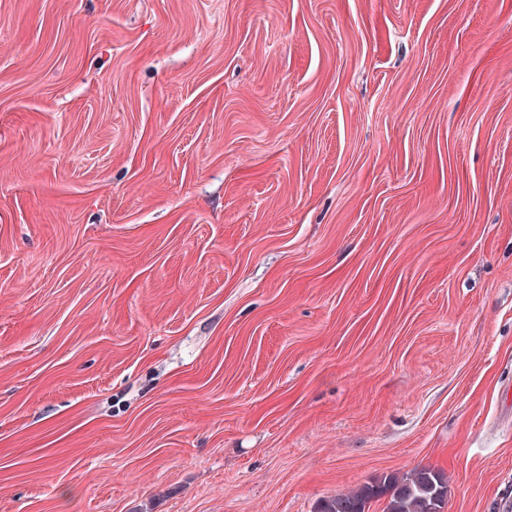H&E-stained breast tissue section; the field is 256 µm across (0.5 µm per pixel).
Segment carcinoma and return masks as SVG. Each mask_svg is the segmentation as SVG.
<instances>
[{
	"label": "carcinoma",
	"mask_w": 512,
	"mask_h": 512,
	"mask_svg": "<svg viewBox=\"0 0 512 512\" xmlns=\"http://www.w3.org/2000/svg\"><path fill=\"white\" fill-rule=\"evenodd\" d=\"M447 498L445 474L419 468L325 499L316 512H369L371 503L381 499L385 501L383 512H444Z\"/></svg>",
	"instance_id": "1"
}]
</instances>
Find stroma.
<instances>
[{
    "mask_svg": "<svg viewBox=\"0 0 512 512\" xmlns=\"http://www.w3.org/2000/svg\"><path fill=\"white\" fill-rule=\"evenodd\" d=\"M512 0H0V512L512 494ZM448 478L433 468L414 469L401 478L385 477L348 493L323 500L316 512H369L372 502L384 499L383 512H444Z\"/></svg>",
    "mask_w": 512,
    "mask_h": 512,
    "instance_id": "stroma-1",
    "label": "stroma"
}]
</instances>
